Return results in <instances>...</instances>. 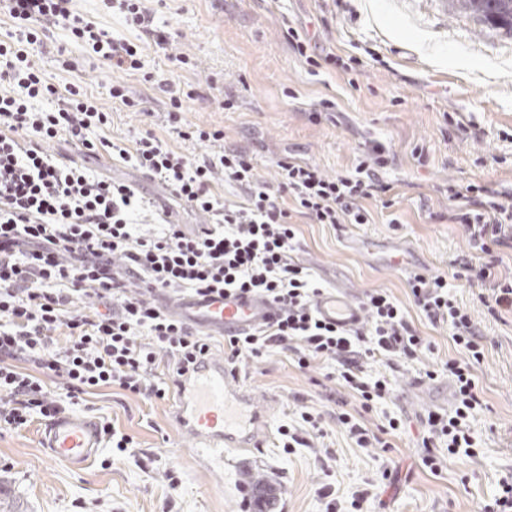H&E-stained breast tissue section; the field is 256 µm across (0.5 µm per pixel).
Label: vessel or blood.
<instances>
[{"mask_svg":"<svg viewBox=\"0 0 512 512\" xmlns=\"http://www.w3.org/2000/svg\"><path fill=\"white\" fill-rule=\"evenodd\" d=\"M175 314L207 334L244 335L282 314L279 305L263 295L240 290L186 297L169 303ZM316 315L325 323L348 328L359 323L363 309L350 291H321L312 299ZM276 397L257 400L223 359L210 357L184 375L175 390V425L188 441L189 452L229 448H262L271 433L267 418ZM41 444L57 460L81 470L95 461L101 445L99 428L84 415L69 413L54 419L41 435Z\"/></svg>","mask_w":512,"mask_h":512,"instance_id":"vessel-or-blood-1","label":"vessel or blood"}]
</instances>
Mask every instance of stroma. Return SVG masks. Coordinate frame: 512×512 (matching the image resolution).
Returning a JSON list of instances; mask_svg holds the SVG:
<instances>
[{"instance_id":"35a3bbf8","label":"stroma","mask_w":512,"mask_h":512,"mask_svg":"<svg viewBox=\"0 0 512 512\" xmlns=\"http://www.w3.org/2000/svg\"><path fill=\"white\" fill-rule=\"evenodd\" d=\"M73 8L115 36L143 43L146 68L158 78L193 85L199 96L184 112L185 123L223 130L225 144L249 153L265 181L275 180L276 161L290 154L341 174L351 170L366 138L390 146L395 158L383 178L392 185L393 210L369 202L372 223L338 229L295 218L296 256L324 287L356 295L385 288L406 301V273L386 266L379 255L354 250L353 241L383 243L448 274L451 260L467 247L459 225L437 219L448 210L449 184L512 190V35L486 28L455 0H154V27L169 38L164 45L142 39L103 0H74ZM291 27L314 34L318 75H311L289 42ZM47 47L34 59L48 82L61 92L79 85L110 112L103 137L127 140L149 131L176 151L206 153L205 145L170 128L168 99L157 85L88 58L65 30L50 32ZM59 48L81 63L79 72L59 67L52 55ZM179 53L189 65L176 62ZM330 53L353 58L351 70L325 65ZM116 82L142 100L144 112L112 99ZM228 96L238 99L236 111L222 109ZM323 99L331 107H320ZM88 168L133 185L182 224L208 220L120 158L104 154L89 160ZM392 211L398 223H389ZM451 285L490 342L477 372L487 407L471 423L478 441L473 457L451 459L435 473L423 466L420 420L450 408L451 387L444 379L416 382L410 370L394 375L393 399L367 416L372 426L387 413L404 416L405 428L387 453L353 447L336 431L291 454L272 441L202 459L183 451L172 401L149 403L102 389L75 410L113 421L134 437L135 455L116 463L106 448L88 469L74 471L41 448L43 422L2 432L0 512H246L239 486L254 470L265 475L277 512H324L312 492L319 482L335 486L345 501L373 484L377 500L370 512H477L500 481L512 477V320L492 318L464 281ZM324 374V366L303 373L285 357L272 356L250 365L246 380L258 397L278 396L269 419L275 431L293 420L295 397L324 394ZM328 447L335 459L325 456ZM173 476L175 488L169 484Z\"/></svg>"}]
</instances>
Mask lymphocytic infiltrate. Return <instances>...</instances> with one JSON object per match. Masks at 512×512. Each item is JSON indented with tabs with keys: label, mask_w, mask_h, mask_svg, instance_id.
Wrapping results in <instances>:
<instances>
[{
	"label": "lymphocytic infiltrate",
	"mask_w": 512,
	"mask_h": 512,
	"mask_svg": "<svg viewBox=\"0 0 512 512\" xmlns=\"http://www.w3.org/2000/svg\"><path fill=\"white\" fill-rule=\"evenodd\" d=\"M72 2L0 0L15 21L14 32L0 40V431L53 420L101 388L166 400L176 381L209 356L211 345L160 304L158 294L239 289L273 299L283 314L250 334L225 337L224 363L231 371L289 354L302 371L329 365L328 380L343 392L333 414L299 405L298 424L278 429L282 447H309L311 437H327L337 427L355 447L389 450L400 419L371 429L364 416L390 398L387 370L415 364L420 380L443 374L453 384L451 409L428 412L422 421L423 465L442 469L445 456L436 453L441 446L447 456H472L477 441L471 422L484 406L476 373L487 338L449 291L448 280L477 288L492 317L512 315V277L500 276L496 254L512 250V194L480 184L449 191L447 219L463 226L469 246L454 258V275H413L406 305L387 289H368L360 298V325L345 330L323 323L311 310L320 287L295 257L300 242L292 215L333 227L369 223L367 202L391 189L381 177L389 148L366 142L354 168L336 175L283 158L271 184L249 155L223 146L222 131H182L184 106L197 92L166 79L157 83L169 96V125L183 139L210 145L209 155L174 151L149 131L129 143L98 138L108 113L79 86L58 96L31 57L40 33L64 26L112 68L154 79L140 46L85 21ZM48 96L57 99L54 109L33 108V100ZM60 136L83 153L106 152L132 162L185 205L207 214L211 227L197 234L178 224L143 231L138 219L145 203L134 187L91 176L78 161L59 162L45 145ZM218 183L242 190V199L220 200L213 192ZM415 311L448 334L457 357L437 369L427 366L434 344L415 326ZM375 359L384 372L369 373ZM351 399L359 413L347 410Z\"/></svg>",
	"instance_id": "1"
}]
</instances>
